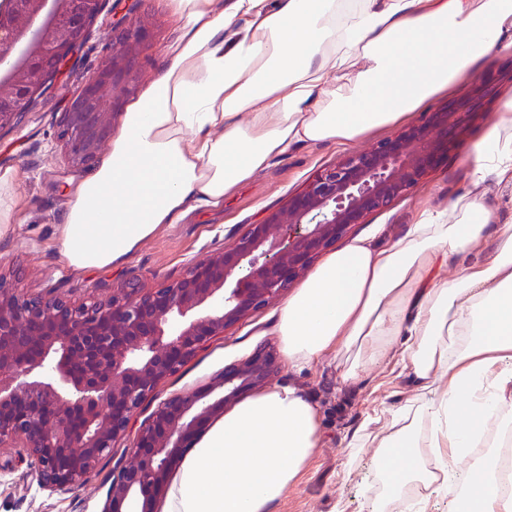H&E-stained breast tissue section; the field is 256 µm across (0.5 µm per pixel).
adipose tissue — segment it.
Returning a JSON list of instances; mask_svg holds the SVG:
<instances>
[{"label":"adipose tissue","instance_id":"obj_1","mask_svg":"<svg viewBox=\"0 0 512 512\" xmlns=\"http://www.w3.org/2000/svg\"><path fill=\"white\" fill-rule=\"evenodd\" d=\"M167 4L182 26L162 75L70 195L56 246L73 268L112 267L192 201L223 206L291 145L394 123L483 56L512 51V0ZM469 161L472 188L450 203L453 222L426 211L387 246L335 253L281 307L276 333L290 367L332 352L348 379L402 338L423 397L377 445L389 499L421 483L447 493L448 512H512L495 456L455 466L493 416L512 430V226L487 241L482 205L487 180L512 194L511 100ZM451 260L459 276L438 280ZM318 444L317 407L293 386L272 387L194 443L162 512H266Z\"/></svg>","mask_w":512,"mask_h":512}]
</instances>
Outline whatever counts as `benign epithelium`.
I'll return each instance as SVG.
<instances>
[{
    "instance_id": "7a95c632",
    "label": "benign epithelium",
    "mask_w": 512,
    "mask_h": 512,
    "mask_svg": "<svg viewBox=\"0 0 512 512\" xmlns=\"http://www.w3.org/2000/svg\"><path fill=\"white\" fill-rule=\"evenodd\" d=\"M106 0H0V132L17 127L86 42ZM95 75L60 113L68 164L93 166L111 118L135 94L154 38L146 14L129 9L112 26ZM472 115L459 105L425 112L370 149L321 170L224 249L186 263L147 288L132 274L103 296L77 302L46 287L26 295L0 275V444L20 441L37 482L51 491L80 483L117 439L131 460L112 471L103 512H155L156 498L192 440L277 366L259 347L207 387L164 400L133 428L142 402L202 344L265 308L357 224L386 211L436 169Z\"/></svg>"
}]
</instances>
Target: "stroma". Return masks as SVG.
Masks as SVG:
<instances>
[{"label": "stroma", "instance_id": "stroma-1", "mask_svg": "<svg viewBox=\"0 0 512 512\" xmlns=\"http://www.w3.org/2000/svg\"><path fill=\"white\" fill-rule=\"evenodd\" d=\"M145 12L155 37L139 78L147 89L164 69L163 50L178 35L181 22L170 13L167 0H145ZM113 11L104 6L89 27L80 60L72 73L49 86L36 109L17 128L0 135V168L14 169L21 181V212L16 224L0 233V274L17 288L35 293L53 285L80 299L94 297L100 281L118 282L128 272L154 285L178 274L191 259L221 250L247 225L259 222L279 208L289 195L301 191L325 167L344 156L364 151L379 140L396 135L400 124L374 129L345 143L322 142L292 145L269 166L225 198L222 209L195 203L193 210L175 224L162 225L143 241L124 264L102 270H75L56 248V237L69 199L68 187L81 180L69 171L58 140L59 114L77 86L97 66L101 49L112 42ZM512 96V52L492 53L478 60L469 73L424 101L407 120L420 112L461 103L475 112L458 135L459 145L447 160L405 198L391 208L356 225L338 240L337 248L364 239L385 246L417 223L422 211H447L450 202L470 188L468 151L483 143L500 112ZM280 302L251 313L224 334L209 340L177 372L161 382L137 415L148 419L165 399L206 387L225 366L248 356L261 344L278 347L275 333ZM272 385H292L310 397L320 410V445L307 471L288 488L269 512H378L382 477L376 459V440L383 436L396 412L418 404L422 390L412 371L397 358L366 364L357 378L344 379L335 355L304 372L280 363ZM129 442L117 441L83 482L65 492L39 488L35 465L0 451V512H103L112 469L129 458Z\"/></svg>", "mask_w": 512, "mask_h": 512}]
</instances>
